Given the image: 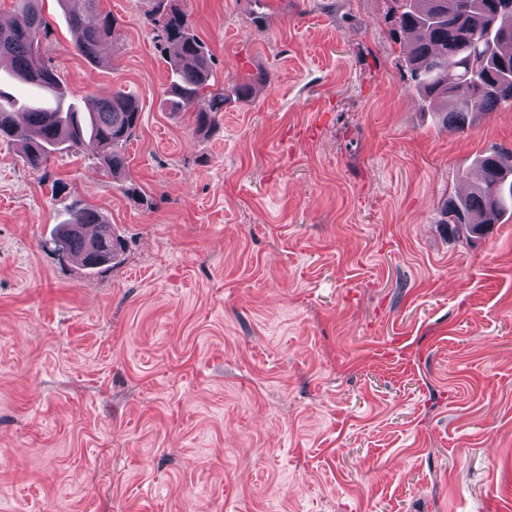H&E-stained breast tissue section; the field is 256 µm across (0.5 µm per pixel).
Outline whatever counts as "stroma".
I'll list each match as a JSON object with an SVG mask.
<instances>
[{
  "instance_id": "1",
  "label": "stroma",
  "mask_w": 512,
  "mask_h": 512,
  "mask_svg": "<svg viewBox=\"0 0 512 512\" xmlns=\"http://www.w3.org/2000/svg\"><path fill=\"white\" fill-rule=\"evenodd\" d=\"M171 2L227 90L208 131L154 0H100L96 65L43 2L68 100L142 112L119 178L0 141V512H512V218L439 222L512 106L437 124L391 0ZM77 203L115 268L56 249Z\"/></svg>"
}]
</instances>
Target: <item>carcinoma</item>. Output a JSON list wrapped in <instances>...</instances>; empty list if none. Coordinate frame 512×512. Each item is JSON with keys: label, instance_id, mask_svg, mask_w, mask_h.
<instances>
[{"label": "carcinoma", "instance_id": "cac0c4a2", "mask_svg": "<svg viewBox=\"0 0 512 512\" xmlns=\"http://www.w3.org/2000/svg\"><path fill=\"white\" fill-rule=\"evenodd\" d=\"M21 9L7 33L0 31V70L21 82L37 76L42 91L20 100L21 110L9 106L0 91V137L26 133L24 159L40 171L55 151H77L93 144L101 164L121 175L127 165L124 145L135 134L139 101L122 92L95 98L81 110L64 104L60 77L39 53V34L47 22L38 0H20ZM400 35L408 38L405 64L410 83L437 120L459 132L466 131L480 114L501 104H512V0H395ZM76 35L75 49L93 64L99 47L112 39L114 19L108 14L94 25L82 15L68 13ZM156 24L158 42L172 51L171 81L166 90L171 110H195L200 131L214 125L224 111V86L212 82L209 50L189 29L186 15L173 8ZM480 182L470 192L449 199L442 223L455 234L489 228L512 209V153L493 149L478 161ZM99 227L88 239L82 229ZM60 250L94 271L117 264L123 241L112 235V225L97 211L76 207L59 225Z\"/></svg>", "mask_w": 512, "mask_h": 512}]
</instances>
